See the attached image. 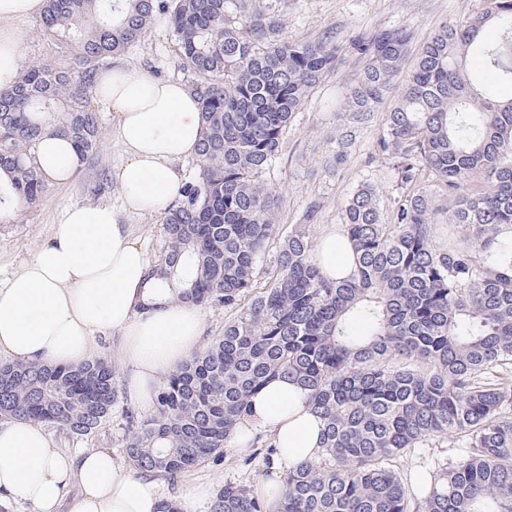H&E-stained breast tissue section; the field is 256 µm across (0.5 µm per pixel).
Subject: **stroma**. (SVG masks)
Listing matches in <instances>:
<instances>
[{"label":"stroma","instance_id":"35a3bbf8","mask_svg":"<svg viewBox=\"0 0 512 512\" xmlns=\"http://www.w3.org/2000/svg\"><path fill=\"white\" fill-rule=\"evenodd\" d=\"M482 0H289L286 33L294 40H314L328 31L356 35L379 28L410 25L415 37L408 48V62H415L423 43L443 25L455 23L477 12ZM25 64L47 63L56 67L70 65L55 39L41 24L40 17L16 22ZM122 65L146 71L160 80H181L174 65V45L164 25H156L144 40L128 54ZM356 64L342 59L297 113L284 139L283 150L274 170V180L282 188L283 200L278 213L282 226L299 223L309 204L321 208L319 227L339 224L344 205L360 182L374 184L382 197H390L392 185L384 179L386 163L376 154V141L382 131L381 116L364 126L351 149L349 161L341 170L325 164L330 135L336 132V114L345 106V92ZM94 108L102 116V139L94 159L80 166L74 180L65 186L53 185L48 195L36 205H20L0 216V280L16 272L49 239L64 209L74 203L119 204L118 186L97 194L93 186L99 171L115 168L123 159L121 145L112 136L114 116L103 109L101 101ZM261 448L227 447L223 465L204 463L197 469L211 488L226 483L248 487L268 475Z\"/></svg>","mask_w":512,"mask_h":512}]
</instances>
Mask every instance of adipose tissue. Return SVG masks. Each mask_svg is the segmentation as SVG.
<instances>
[{"label": "adipose tissue", "instance_id": "adipose-tissue-1", "mask_svg": "<svg viewBox=\"0 0 512 512\" xmlns=\"http://www.w3.org/2000/svg\"><path fill=\"white\" fill-rule=\"evenodd\" d=\"M44 0H0V88L23 68L15 21L42 12ZM97 96L116 115L115 133L125 158L112 177L120 206L77 203L67 207L49 240L9 278L0 281V358L24 364L76 366L93 359L100 342L127 370L130 403L155 406L162 375L198 349L204 312L169 302L143 311L149 265L122 218L164 213L183 184L179 165L196 158L203 136L197 99L179 81H158L123 65L98 77ZM35 160L50 181L75 174L72 144L44 138ZM252 413L237 431L270 434L277 472L256 489L268 503L280 495L281 470L321 454L322 424L301 386L277 379L250 398ZM209 489L192 481L179 495L159 478L139 474L105 448H58L41 425L0 421V512H200Z\"/></svg>", "mask_w": 512, "mask_h": 512}]
</instances>
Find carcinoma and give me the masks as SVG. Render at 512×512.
Segmentation results:
<instances>
[{"mask_svg":"<svg viewBox=\"0 0 512 512\" xmlns=\"http://www.w3.org/2000/svg\"><path fill=\"white\" fill-rule=\"evenodd\" d=\"M287 15L288 0H45L42 25L74 66L31 65L0 89V201L45 197L34 152L46 135L71 141L82 163L96 154L100 66L163 22L204 134L146 280L233 317L164 379L152 414L124 411L129 464L171 481L221 461L249 397L285 379L308 391L324 452L282 472L276 504L226 484L210 512H512V97L495 91L512 83V0H483L422 46L378 138L395 194L385 201L367 181L353 191L336 233L354 267L336 278L313 234L320 206L282 233L271 174L296 114L349 52L358 69L326 155L345 165L414 33L292 40ZM491 28L497 38L483 40ZM119 405L102 357L0 363V418L82 439ZM444 443L456 457L413 485L398 459ZM249 445L272 463L268 433Z\"/></svg>","mask_w":512,"mask_h":512,"instance_id":"carcinoma-1","label":"carcinoma"}]
</instances>
